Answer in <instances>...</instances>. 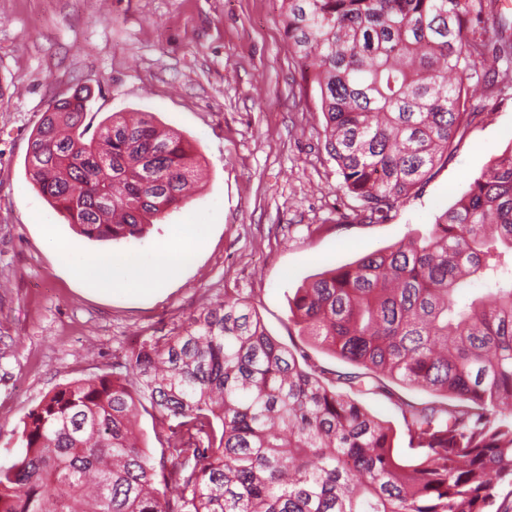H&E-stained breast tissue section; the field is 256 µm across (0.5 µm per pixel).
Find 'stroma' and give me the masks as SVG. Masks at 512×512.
<instances>
[{"instance_id": "stroma-1", "label": "stroma", "mask_w": 512, "mask_h": 512, "mask_svg": "<svg viewBox=\"0 0 512 512\" xmlns=\"http://www.w3.org/2000/svg\"><path fill=\"white\" fill-rule=\"evenodd\" d=\"M80 87L96 119L151 113L199 160L186 201L142 239L76 235L25 173L44 112ZM482 96L483 121L447 164L386 219H366L325 150L319 92L288 46L281 0H0V463L49 392L111 372L143 338L218 301L249 303L278 342L351 371L299 335L288 300L313 275L429 229L512 145V89ZM175 228L203 245L144 295L75 279L47 242L141 260Z\"/></svg>"}]
</instances>
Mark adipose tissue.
<instances>
[{
    "mask_svg": "<svg viewBox=\"0 0 512 512\" xmlns=\"http://www.w3.org/2000/svg\"><path fill=\"white\" fill-rule=\"evenodd\" d=\"M51 246L57 259L69 268L76 279L108 287L112 284L113 274L120 273L125 277L128 290L141 292L149 285V278L141 273L139 262L128 255L109 252L89 262L81 258L74 242L55 239ZM200 246L196 238L173 233L153 252L148 265L162 273L176 272L193 259Z\"/></svg>",
    "mask_w": 512,
    "mask_h": 512,
    "instance_id": "obj_1",
    "label": "adipose tissue"
}]
</instances>
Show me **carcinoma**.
<instances>
[{"mask_svg": "<svg viewBox=\"0 0 512 512\" xmlns=\"http://www.w3.org/2000/svg\"><path fill=\"white\" fill-rule=\"evenodd\" d=\"M497 0H281L303 78L317 85L342 188L380 218L446 163L482 114L464 81L512 62ZM88 96L55 101L26 172L93 241L141 239L183 203L197 160L179 135L114 112L95 132ZM299 335L363 368H320L220 301L148 337L126 372L46 396L0 465V512H512V146L425 235L333 267L289 300ZM398 381L433 393L412 404ZM396 399L392 428L348 393ZM160 424V458L133 420ZM177 500L167 498L169 482Z\"/></svg>", "mask_w": 512, "mask_h": 512, "instance_id": "1", "label": "carcinoma"}]
</instances>
